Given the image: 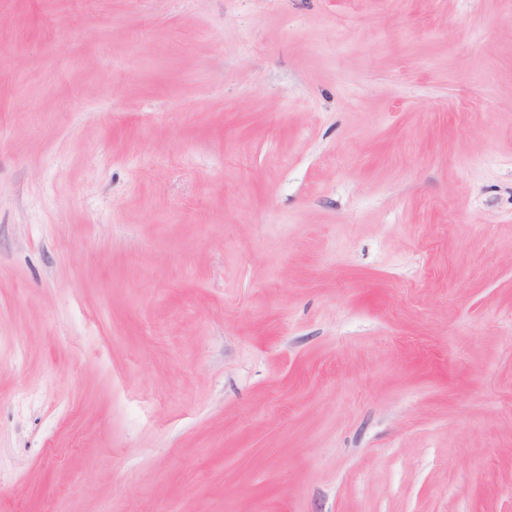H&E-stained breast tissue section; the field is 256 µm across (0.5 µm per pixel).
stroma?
Instances as JSON below:
<instances>
[{
	"instance_id": "obj_1",
	"label": "stroma",
	"mask_w": 512,
	"mask_h": 512,
	"mask_svg": "<svg viewBox=\"0 0 512 512\" xmlns=\"http://www.w3.org/2000/svg\"><path fill=\"white\" fill-rule=\"evenodd\" d=\"M0 512H512V0H0Z\"/></svg>"
}]
</instances>
